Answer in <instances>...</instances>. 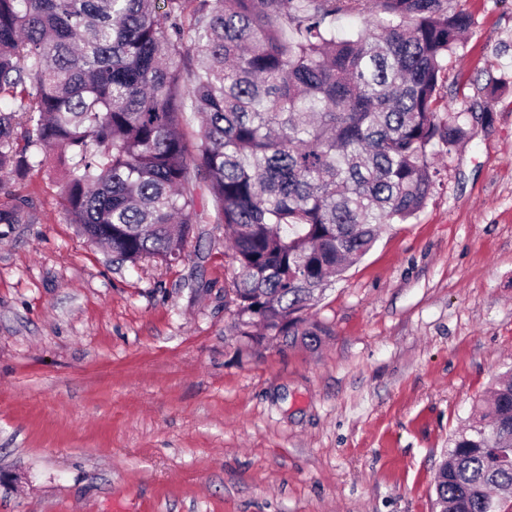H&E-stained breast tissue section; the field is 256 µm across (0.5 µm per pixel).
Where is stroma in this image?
<instances>
[{"mask_svg": "<svg viewBox=\"0 0 512 512\" xmlns=\"http://www.w3.org/2000/svg\"><path fill=\"white\" fill-rule=\"evenodd\" d=\"M460 4L440 111L469 137L308 310L317 348L238 335L223 225L118 264L67 221L59 150L7 182L0 512H439L451 438L512 368V0Z\"/></svg>", "mask_w": 512, "mask_h": 512, "instance_id": "obj_1", "label": "stroma"}]
</instances>
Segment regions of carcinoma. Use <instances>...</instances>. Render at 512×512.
Segmentation results:
<instances>
[{"mask_svg":"<svg viewBox=\"0 0 512 512\" xmlns=\"http://www.w3.org/2000/svg\"><path fill=\"white\" fill-rule=\"evenodd\" d=\"M340 16L374 29L338 38ZM470 25L451 0H0V187L60 148L69 223L132 264L176 262L192 225H224L238 334L261 341L242 326L258 312L267 335L313 348L328 331L303 310L424 208L433 156L467 139L437 104ZM502 448L512 371L452 440L441 512H502Z\"/></svg>","mask_w":512,"mask_h":512,"instance_id":"carcinoma-1","label":"carcinoma"}]
</instances>
